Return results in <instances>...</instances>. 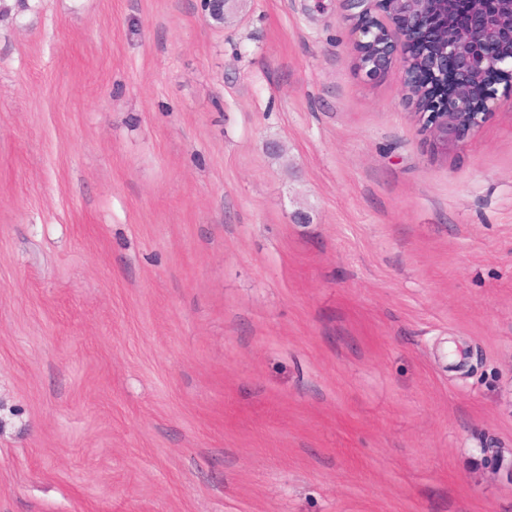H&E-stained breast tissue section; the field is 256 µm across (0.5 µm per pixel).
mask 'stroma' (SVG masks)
<instances>
[{
    "mask_svg": "<svg viewBox=\"0 0 512 512\" xmlns=\"http://www.w3.org/2000/svg\"><path fill=\"white\" fill-rule=\"evenodd\" d=\"M0 16V512H512V92L430 156L344 0Z\"/></svg>",
    "mask_w": 512,
    "mask_h": 512,
    "instance_id": "1",
    "label": "stroma"
}]
</instances>
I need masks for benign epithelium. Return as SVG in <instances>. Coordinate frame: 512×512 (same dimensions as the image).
Wrapping results in <instances>:
<instances>
[{
  "mask_svg": "<svg viewBox=\"0 0 512 512\" xmlns=\"http://www.w3.org/2000/svg\"><path fill=\"white\" fill-rule=\"evenodd\" d=\"M231 0H203L209 16L225 21ZM354 68L366 82H376L396 68L402 92L426 75L448 82V95L429 101L404 97L420 122L433 155L458 153L497 108L494 85L512 82V24L473 10L447 26L448 34L433 53L412 58L411 46L427 39L432 28L430 0H344ZM484 80L476 101L471 91Z\"/></svg>",
  "mask_w": 512,
  "mask_h": 512,
  "instance_id": "obj_1",
  "label": "benign epithelium"
}]
</instances>
